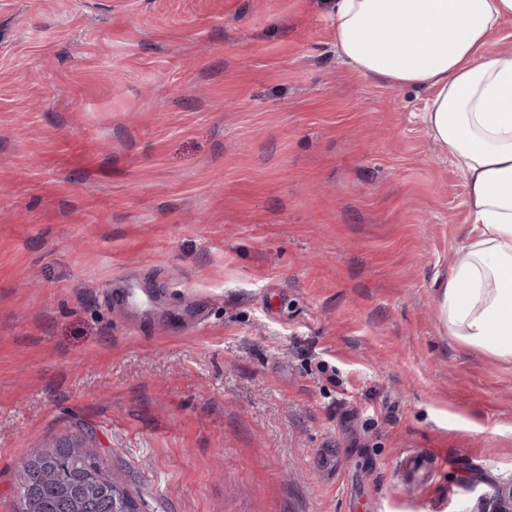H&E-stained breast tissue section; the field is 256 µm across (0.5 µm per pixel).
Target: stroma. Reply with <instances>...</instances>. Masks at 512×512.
I'll return each mask as SVG.
<instances>
[{
	"mask_svg": "<svg viewBox=\"0 0 512 512\" xmlns=\"http://www.w3.org/2000/svg\"><path fill=\"white\" fill-rule=\"evenodd\" d=\"M427 97L328 0H0V512L81 430L139 512L491 502L512 364L439 320L472 220ZM405 465L412 473L419 474V482L422 485L432 480L442 468V464L437 458L430 459L413 455L406 459Z\"/></svg>",
	"mask_w": 512,
	"mask_h": 512,
	"instance_id": "obj_1",
	"label": "stroma"
}]
</instances>
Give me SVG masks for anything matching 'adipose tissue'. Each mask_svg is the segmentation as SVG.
Segmentation results:
<instances>
[{
  "label": "adipose tissue",
  "instance_id": "adipose-tissue-1",
  "mask_svg": "<svg viewBox=\"0 0 512 512\" xmlns=\"http://www.w3.org/2000/svg\"><path fill=\"white\" fill-rule=\"evenodd\" d=\"M331 17L353 70L428 91L423 123L461 159L472 217L440 319L465 347L512 362V50H487L512 0H331Z\"/></svg>",
  "mask_w": 512,
  "mask_h": 512
}]
</instances>
